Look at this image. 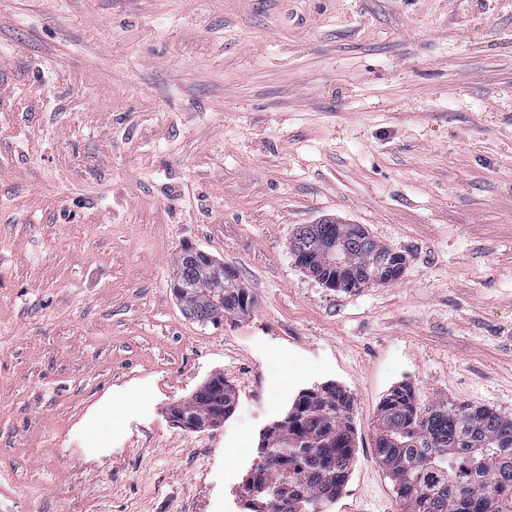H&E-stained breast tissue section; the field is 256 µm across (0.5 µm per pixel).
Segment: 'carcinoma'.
Here are the masks:
<instances>
[{
  "mask_svg": "<svg viewBox=\"0 0 512 512\" xmlns=\"http://www.w3.org/2000/svg\"><path fill=\"white\" fill-rule=\"evenodd\" d=\"M304 269L319 282L340 281L347 289L389 284L401 278L403 255L377 242L361 224L323 220L303 224L289 241ZM173 288L185 314L201 324L224 314H245L253 298L238 286L235 269L209 253L184 248ZM234 400V390L199 388L171 408L199 415ZM351 394L331 386L311 398L279 434L257 471L259 484L279 486L262 495L264 512H296L295 505L319 507L338 497L348 482L355 439ZM375 454L391 480L404 512H512V415L485 406L440 402L419 411L407 384L382 400L376 419Z\"/></svg>",
  "mask_w": 512,
  "mask_h": 512,
  "instance_id": "1",
  "label": "carcinoma"
}]
</instances>
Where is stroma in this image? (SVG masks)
I'll use <instances>...</instances> for the list:
<instances>
[{
    "mask_svg": "<svg viewBox=\"0 0 512 512\" xmlns=\"http://www.w3.org/2000/svg\"><path fill=\"white\" fill-rule=\"evenodd\" d=\"M323 218L401 278L298 267ZM187 246L251 313L184 317ZM217 375L224 422H173ZM402 383L512 414V0H0V512H241L225 447L323 384L356 449L324 512H401L374 437ZM322 220L303 224L289 241L294 256L308 259L297 263L319 282L341 281L344 290L389 284L401 278L405 259L399 252L377 242L361 224H338Z\"/></svg>",
    "mask_w": 512,
    "mask_h": 512,
    "instance_id": "35a3bbf8",
    "label": "stroma"
}]
</instances>
